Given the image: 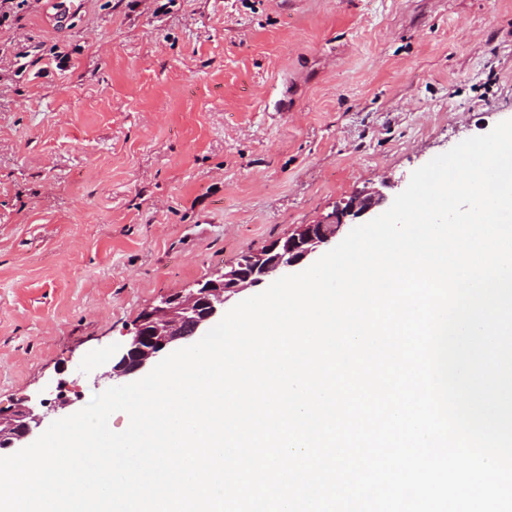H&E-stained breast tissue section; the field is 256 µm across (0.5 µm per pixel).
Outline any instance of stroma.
<instances>
[{
    "mask_svg": "<svg viewBox=\"0 0 512 512\" xmlns=\"http://www.w3.org/2000/svg\"><path fill=\"white\" fill-rule=\"evenodd\" d=\"M51 0L0 24V412L141 314L512 119V0Z\"/></svg>",
    "mask_w": 512,
    "mask_h": 512,
    "instance_id": "stroma-1",
    "label": "stroma"
}]
</instances>
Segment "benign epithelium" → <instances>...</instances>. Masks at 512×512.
<instances>
[{"label": "benign epithelium", "mask_w": 512, "mask_h": 512, "mask_svg": "<svg viewBox=\"0 0 512 512\" xmlns=\"http://www.w3.org/2000/svg\"><path fill=\"white\" fill-rule=\"evenodd\" d=\"M385 200L379 188L364 190L336 211L330 221L298 224L288 235L270 241L259 251L242 254L232 264L198 281L188 292L165 296L128 330L125 348L103 377L119 383L174 343L199 335L224 314V303L233 296L267 279L288 275L318 247L330 243L345 219H359ZM44 418L30 406L6 415L0 413V451L17 447L42 425Z\"/></svg>", "instance_id": "7a95c632"}]
</instances>
